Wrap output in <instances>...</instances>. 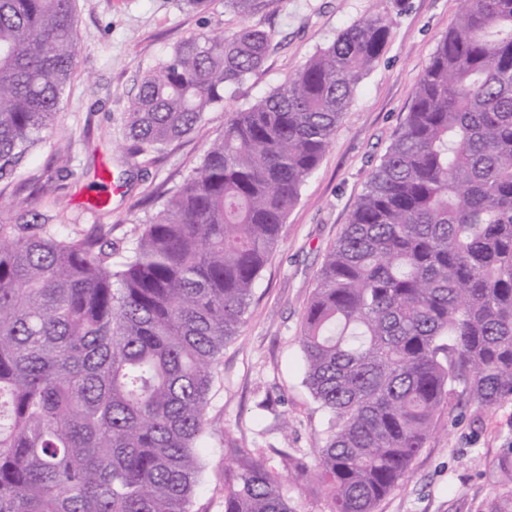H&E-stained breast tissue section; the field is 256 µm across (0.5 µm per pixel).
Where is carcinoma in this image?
<instances>
[{
  "mask_svg": "<svg viewBox=\"0 0 512 512\" xmlns=\"http://www.w3.org/2000/svg\"><path fill=\"white\" fill-rule=\"evenodd\" d=\"M264 0H224L237 12ZM75 0H0V179L52 129L77 64ZM379 15L231 112L125 258L23 206L0 219V512H190L224 343L352 95ZM272 35L190 36L130 98L136 154L189 133ZM305 383L332 414L312 475L334 512H375L459 384L512 398V0H466L327 256L304 317ZM224 512H292L238 448Z\"/></svg>",
  "mask_w": 512,
  "mask_h": 512,
  "instance_id": "1",
  "label": "carcinoma"
}]
</instances>
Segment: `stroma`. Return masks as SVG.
<instances>
[{"mask_svg": "<svg viewBox=\"0 0 512 512\" xmlns=\"http://www.w3.org/2000/svg\"><path fill=\"white\" fill-rule=\"evenodd\" d=\"M463 0H266L253 14L224 0H77L78 63L51 132L11 178L0 180V216L29 203L66 233L101 232L129 251L164 200L224 134L232 110L277 88L353 22L378 14L389 42L356 89L314 173L301 187L253 291L224 346L206 408L202 484L191 512H224V468L247 448L280 466L279 450L314 463L330 416L304 383L299 336L325 258L348 223L373 168L401 128L436 45ZM247 26L272 35L261 66L224 105L160 150L134 155L128 101L144 74L189 36ZM292 512H332L312 481H287ZM376 512H512V399L484 409L455 391L437 413L409 476Z\"/></svg>", "mask_w": 512, "mask_h": 512, "instance_id": "stroma-1", "label": "stroma"}]
</instances>
